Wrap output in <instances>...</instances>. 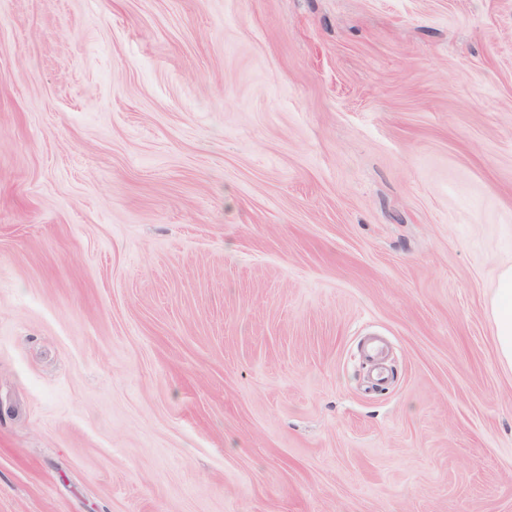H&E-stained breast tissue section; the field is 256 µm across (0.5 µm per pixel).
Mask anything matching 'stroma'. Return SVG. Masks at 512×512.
Masks as SVG:
<instances>
[{
    "label": "stroma",
    "instance_id": "stroma-1",
    "mask_svg": "<svg viewBox=\"0 0 512 512\" xmlns=\"http://www.w3.org/2000/svg\"><path fill=\"white\" fill-rule=\"evenodd\" d=\"M512 0H0V512H512ZM499 358L512 370V265L503 268L491 302Z\"/></svg>",
    "mask_w": 512,
    "mask_h": 512
}]
</instances>
